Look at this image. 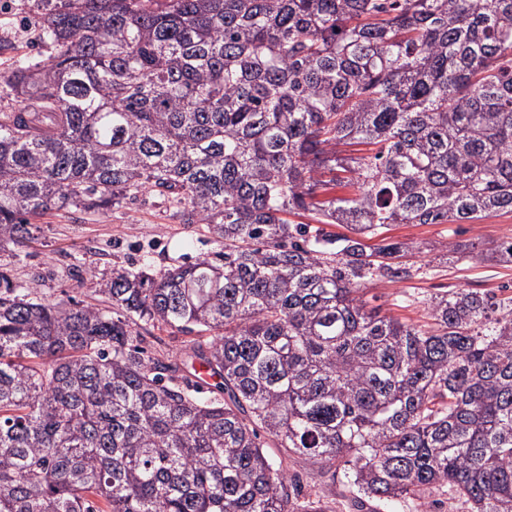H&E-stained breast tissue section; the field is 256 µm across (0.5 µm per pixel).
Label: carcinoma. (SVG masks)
<instances>
[{
	"label": "carcinoma",
	"instance_id": "obj_1",
	"mask_svg": "<svg viewBox=\"0 0 512 512\" xmlns=\"http://www.w3.org/2000/svg\"><path fill=\"white\" fill-rule=\"evenodd\" d=\"M31 9L53 52L0 79L19 102L0 251L52 210L141 192L223 251L112 268L110 314L0 271V512H327L262 432L340 475L355 512L436 487L448 512H512V296L435 293L423 325L362 299L427 275L388 226L512 212V0ZM492 255L512 265V238ZM155 327L209 336L177 363L144 355ZM196 362L224 397L198 396Z\"/></svg>",
	"mask_w": 512,
	"mask_h": 512
}]
</instances>
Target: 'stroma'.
<instances>
[{
  "mask_svg": "<svg viewBox=\"0 0 512 512\" xmlns=\"http://www.w3.org/2000/svg\"><path fill=\"white\" fill-rule=\"evenodd\" d=\"M51 52L28 0H0V74L23 60H46ZM37 224L36 240L18 257L0 252V264L14 281L49 302L70 297L100 304L106 299L102 288L113 267L147 259L163 269L218 252L204 225L179 223L171 217L168 204L150 193L103 213L76 208L53 211L38 218ZM386 235L419 245L424 261L449 242L486 252L512 237V213H494L470 224H394ZM505 285L512 286V266L461 263L437 267L424 279L369 286L364 298L383 314L418 323L423 315L420 301L429 295L455 288L496 292ZM267 454L285 459L291 473L299 475L303 499L319 495L329 512H352L331 473L311 468L282 448L268 449Z\"/></svg>",
  "mask_w": 512,
  "mask_h": 512,
  "instance_id": "obj_1",
  "label": "stroma"
}]
</instances>
